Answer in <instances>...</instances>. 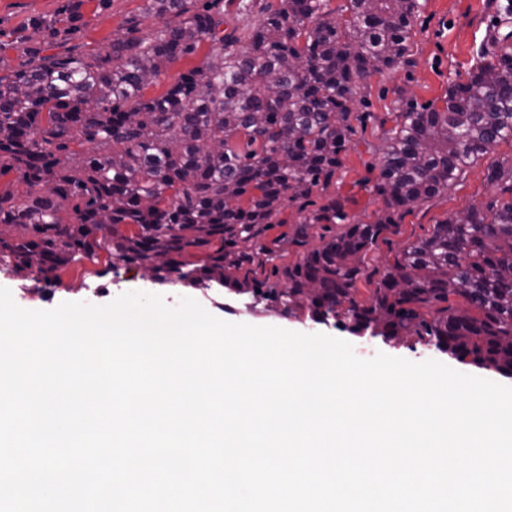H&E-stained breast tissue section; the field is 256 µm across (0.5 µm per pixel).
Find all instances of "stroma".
<instances>
[{
  "mask_svg": "<svg viewBox=\"0 0 512 512\" xmlns=\"http://www.w3.org/2000/svg\"><path fill=\"white\" fill-rule=\"evenodd\" d=\"M501 0H425L415 22L417 35L408 64L384 70L362 80L357 88L354 132L342 155V164L327 190H315V204L326 195L345 202L352 224L374 222L383 207L375 191L383 164L386 132L396 113L439 103L449 80L466 81L482 46L499 26ZM144 0H0V60L17 67L29 49L41 47L49 32L70 39L88 53H106L113 40L125 35L129 26L137 34L152 38L164 21L145 14ZM512 165V140L494 145L485 158L467 169L447 192L402 213L392 232L382 235L367 253L364 275L356 283L355 297L369 303L388 262L415 240L428 236L435 224L464 212L472 205H487L497 195L487 180L489 163ZM97 266L85 261L64 268L49 293L37 291L30 277L0 270V287L8 288L15 303L25 309H52L65 301L104 305L128 291L161 295L166 304L178 306L181 298L197 300L217 318L255 326L274 325L300 333H323L348 341L356 355L369 359L382 352L414 362L433 359L457 371L512 386V376L458 363L450 355L417 343L405 336L385 342L356 336L334 324H319L303 313L283 315L276 304L250 306L249 298L225 288H192L162 283L146 269L131 267L124 281L110 284L101 292L83 290L92 282Z\"/></svg>",
  "mask_w": 512,
  "mask_h": 512,
  "instance_id": "35a3bbf8",
  "label": "stroma"
}]
</instances>
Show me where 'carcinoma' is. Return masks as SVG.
Returning a JSON list of instances; mask_svg holds the SVG:
<instances>
[{"mask_svg":"<svg viewBox=\"0 0 512 512\" xmlns=\"http://www.w3.org/2000/svg\"><path fill=\"white\" fill-rule=\"evenodd\" d=\"M422 0H240L258 10L224 28V0H146L166 20L101 55L35 50L0 67V266L54 283L85 259L145 268L185 287H226L355 335L417 341L512 376V166L492 163L486 207L434 226L394 257L370 304L355 299L364 259L395 216L448 190L489 149L512 140V32H495L464 82L422 111L400 112L386 138L372 224H349L327 188L352 133L357 82L406 62ZM213 45L166 91L144 89ZM301 221L275 237L288 202ZM342 224L284 276L275 260L319 226Z\"/></svg>","mask_w":512,"mask_h":512,"instance_id":"cac0c4a2","label":"carcinoma"}]
</instances>
